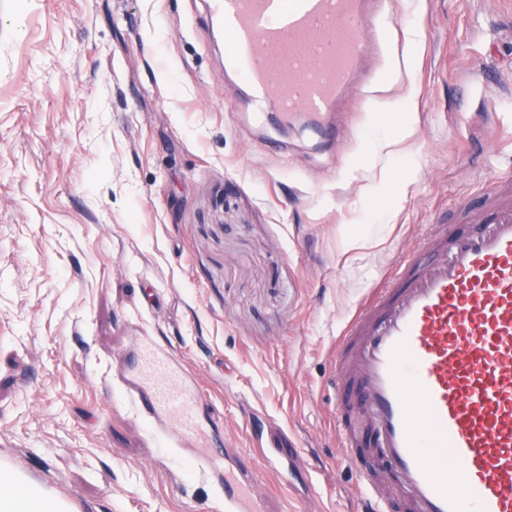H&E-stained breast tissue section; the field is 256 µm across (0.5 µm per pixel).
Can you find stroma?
Returning a JSON list of instances; mask_svg holds the SVG:
<instances>
[{"instance_id": "obj_1", "label": "stroma", "mask_w": 512, "mask_h": 512, "mask_svg": "<svg viewBox=\"0 0 512 512\" xmlns=\"http://www.w3.org/2000/svg\"><path fill=\"white\" fill-rule=\"evenodd\" d=\"M381 23L356 78L381 93L330 147L239 108L208 0H0V466L74 512H224L127 391L153 336L268 512H355L336 339L427 225L512 180V0Z\"/></svg>"}]
</instances>
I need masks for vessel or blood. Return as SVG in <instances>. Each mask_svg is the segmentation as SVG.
<instances>
[{
  "mask_svg": "<svg viewBox=\"0 0 512 512\" xmlns=\"http://www.w3.org/2000/svg\"><path fill=\"white\" fill-rule=\"evenodd\" d=\"M379 0H210L229 37L224 72L248 102L307 117L336 141L353 76L380 43ZM340 446L358 471L359 512H512V187L491 196L470 232L432 225L372 290L333 354ZM172 448L198 449L224 483V512H264L233 452L203 433L206 400L167 350L143 339L126 380ZM358 410L369 452L346 423ZM387 469L391 498L377 478Z\"/></svg>",
  "mask_w": 512,
  "mask_h": 512,
  "instance_id": "1",
  "label": "vessel or blood"
}]
</instances>
